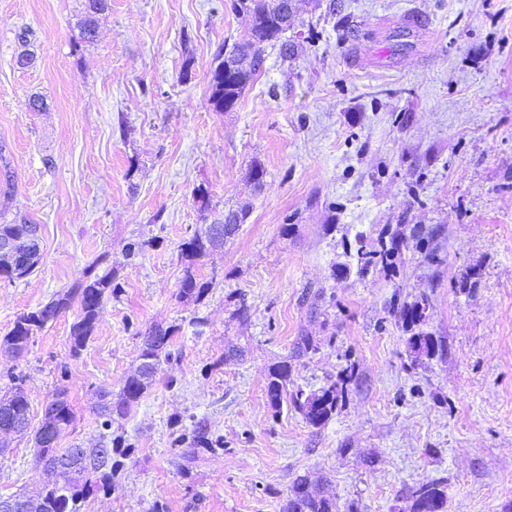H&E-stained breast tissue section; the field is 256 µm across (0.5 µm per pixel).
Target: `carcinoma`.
<instances>
[{
  "label": "carcinoma",
  "instance_id": "1",
  "mask_svg": "<svg viewBox=\"0 0 512 512\" xmlns=\"http://www.w3.org/2000/svg\"><path fill=\"white\" fill-rule=\"evenodd\" d=\"M235 8L250 14L257 21L249 30V45L256 48V51L249 63L235 49L229 52L221 49L216 54L217 64L212 71L209 97L216 112H225L235 106L260 66L263 45L279 39L286 31L283 26L284 16L270 8L269 0H237ZM108 9L107 0H86V15L81 23L83 41L94 40L97 33V16ZM205 235H211V228H206L204 234H196L182 243L180 249L184 264L179 296L196 303L204 300L211 287L209 282L198 281L194 268V261L205 254ZM403 243L401 235L393 234L389 239L380 241L375 249L365 250L360 247L356 252L357 262L363 269L373 267L390 271L395 268ZM40 259V242L33 240L22 245L18 259V264L24 267L21 277L32 273ZM101 262L102 259H96L86 269L84 278L55 293L37 310L17 317L12 328L0 338V350L15 355L18 351L26 349L33 337L43 331L49 322L76 304L79 314L71 326L70 336L73 351H80L94 331L105 296H116L121 291L114 273L98 272ZM426 306L425 298L401 305V313L408 330L411 331L423 323ZM179 331L180 326L176 324L166 327L154 324L144 331H136V335L142 337L139 365L136 373L127 380L117 400L104 399L98 405L96 414L103 435L100 445L96 448H60L56 443L42 440L45 433L59 438L61 432L68 428L74 419L66 391H56L45 405L39 425L33 430L34 458L36 464L46 470L52 473L60 470L63 475L55 476V480L38 494L24 496V499L33 504V508L28 512H82L84 503L90 495L97 491H112L114 478L122 467L120 457L125 455L122 437L112 436L114 416H125L152 384L161 363L172 359V353L167 347ZM408 346L417 358L432 357L444 350L441 341L422 331L409 336ZM290 368L291 364L283 360L270 369L266 386L270 402L278 407L288 398L294 409L303 415L309 425L319 427L326 424L338 411L353 379V371H344L319 391L307 394L301 389L288 392ZM22 382V378L11 376V386L0 395V416L8 413L21 420L17 433L25 435L30 430V422L29 406ZM177 443L182 447L178 454V467L182 470L189 468V464L197 459L199 451L214 452L224 448L223 438L214 435L203 420L193 422L190 429L179 435ZM408 495L412 501L411 512H446L448 495L445 480L442 478L413 486L409 489ZM280 512L339 510L335 499L309 491L307 481L298 478L293 482L288 496L280 504Z\"/></svg>",
  "mask_w": 512,
  "mask_h": 512
}]
</instances>
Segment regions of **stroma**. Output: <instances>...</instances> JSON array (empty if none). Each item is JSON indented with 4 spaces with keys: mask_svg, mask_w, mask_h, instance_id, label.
<instances>
[{
    "mask_svg": "<svg viewBox=\"0 0 512 512\" xmlns=\"http://www.w3.org/2000/svg\"><path fill=\"white\" fill-rule=\"evenodd\" d=\"M83 5L0 0V157L13 173L0 213L38 225L42 253L29 276L0 277V336L97 258L122 289L80 352L74 307L21 358L0 352V387L24 375L36 424L67 368L74 422L58 445L88 446L99 394H119L138 365L128 323L181 327L173 362L112 425L133 446L114 490L83 512H279L300 476L343 510L410 512L408 488L444 478L447 512H507L512 0H300L284 35L294 56L266 46L226 112L208 98L217 51L247 40L234 0H111L91 43L80 39ZM22 27L33 54L23 67ZM34 95L44 110L30 109ZM241 206L245 223L195 264L209 294L180 299L181 244ZM394 231L406 240L395 274L358 271L346 242L359 234L374 248ZM430 250L440 264L426 262ZM423 295V329L445 352L416 363L393 302ZM303 336L316 350L292 359ZM287 358L292 391L353 367L325 425L270 404L268 372ZM194 418L224 448L185 473L173 441ZM8 442L0 495L41 488L31 438Z\"/></svg>",
    "mask_w": 512,
    "mask_h": 512,
    "instance_id": "stroma-1",
    "label": "stroma"
}]
</instances>
